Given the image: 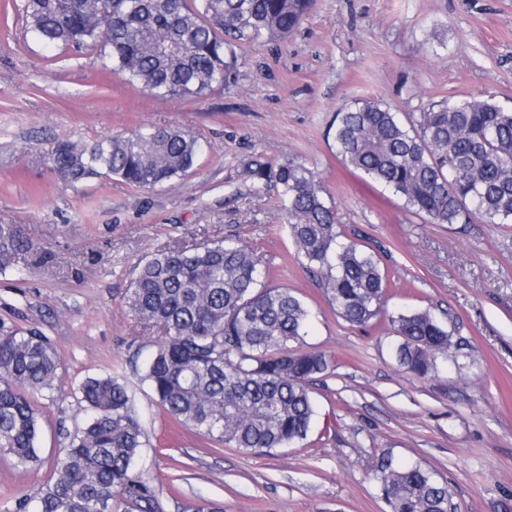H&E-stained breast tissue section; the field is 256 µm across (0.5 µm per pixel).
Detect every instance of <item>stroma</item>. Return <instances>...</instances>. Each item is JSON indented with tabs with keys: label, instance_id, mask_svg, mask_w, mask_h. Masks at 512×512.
Masks as SVG:
<instances>
[{
	"label": "stroma",
	"instance_id": "stroma-1",
	"mask_svg": "<svg viewBox=\"0 0 512 512\" xmlns=\"http://www.w3.org/2000/svg\"><path fill=\"white\" fill-rule=\"evenodd\" d=\"M22 0H0V224L35 245L0 267V323L49 338L62 366L34 399L41 462L0 455V512L53 473L87 413V377L123 375L146 432L152 512H388L382 456L447 481L461 512H512V224H431L336 155L338 110L370 100L401 115L467 95L512 110V0H314L285 40L246 49L235 87L161 99L101 73L95 52L47 47ZM143 126L192 131L186 177L152 190L117 178L70 184L49 169L53 138L93 143ZM315 171L346 233L381 258L391 290L368 325L344 321L288 238L276 188L245 181L250 157ZM240 235L268 282L310 310L304 346L332 360L315 382L307 438L254 453L177 426L151 402L142 365L154 341L126 303L139 263L168 247ZM428 309L460 345L426 377L403 371L392 316Z\"/></svg>",
	"mask_w": 512,
	"mask_h": 512
}]
</instances>
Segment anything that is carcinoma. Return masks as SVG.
Listing matches in <instances>:
<instances>
[{"mask_svg":"<svg viewBox=\"0 0 512 512\" xmlns=\"http://www.w3.org/2000/svg\"><path fill=\"white\" fill-rule=\"evenodd\" d=\"M24 0L26 26L45 44L93 50L101 71H118L156 98H202L239 76L241 50L284 39L312 0ZM330 131L341 160L390 188L431 224H512V112L466 96L404 119L372 101L336 113ZM200 143L180 128L148 127L90 145L54 140L52 172L74 183L118 177L140 189L180 179L195 167ZM255 184L281 190L296 253L320 276L336 312L366 325L389 288L378 256L346 238L314 171L253 156ZM33 249L18 224H0V265ZM255 247L239 238L178 246L148 256L127 303L158 332L142 380L150 397L181 427L246 451L285 448L307 437L315 415L312 381L331 368L303 350L310 311L295 292L261 280ZM400 368L425 377L456 348L428 310L392 318ZM61 362L36 330L0 325V454L27 470L40 459L33 398L56 390ZM89 413L53 475L17 498V512H112L117 500L151 508L142 449L145 432L118 375L87 378L78 388ZM389 512H459L448 484L418 465L376 470Z\"/></svg>","mask_w":512,"mask_h":512,"instance_id":"cac0c4a2","label":"carcinoma"}]
</instances>
